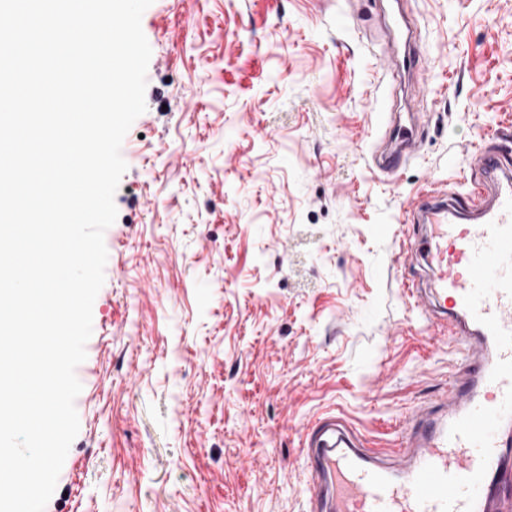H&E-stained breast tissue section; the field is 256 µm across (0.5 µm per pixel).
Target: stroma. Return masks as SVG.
<instances>
[{"label":"stroma","instance_id":"obj_1","mask_svg":"<svg viewBox=\"0 0 512 512\" xmlns=\"http://www.w3.org/2000/svg\"><path fill=\"white\" fill-rule=\"evenodd\" d=\"M141 25L147 109L45 512H308L306 427L392 447L459 364L403 287L402 218L464 191L481 139L512 155V0H153ZM401 127L416 151L383 173Z\"/></svg>","mask_w":512,"mask_h":512}]
</instances>
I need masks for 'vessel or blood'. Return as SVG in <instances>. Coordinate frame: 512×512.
Wrapping results in <instances>:
<instances>
[{"mask_svg": "<svg viewBox=\"0 0 512 512\" xmlns=\"http://www.w3.org/2000/svg\"><path fill=\"white\" fill-rule=\"evenodd\" d=\"M473 156L467 208L430 191L412 211L437 324L463 344L448 395L406 417L387 453L349 439L336 416L315 421L310 512H512V157L495 144Z\"/></svg>", "mask_w": 512, "mask_h": 512, "instance_id": "1", "label": "vessel or blood"}]
</instances>
